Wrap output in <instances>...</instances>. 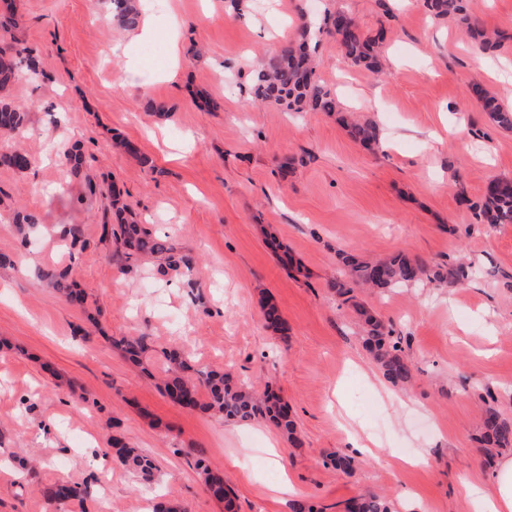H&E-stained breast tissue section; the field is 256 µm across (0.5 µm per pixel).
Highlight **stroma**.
Here are the masks:
<instances>
[{
  "label": "stroma",
  "mask_w": 512,
  "mask_h": 512,
  "mask_svg": "<svg viewBox=\"0 0 512 512\" xmlns=\"http://www.w3.org/2000/svg\"><path fill=\"white\" fill-rule=\"evenodd\" d=\"M14 4L11 35L38 49L42 72L9 90L28 115L19 145L32 164L0 165V252L17 259L0 266V512H150L157 494L186 512H224L194 448L223 471L238 512H291L296 500L343 512L368 494L395 512H482L499 467L480 451L484 410L512 418V224L477 223L471 205L491 179L512 178V130L489 123L473 89L512 97V0L469 2L479 24L504 35L493 51L456 20L432 18L423 0H245L236 18L224 0H143L160 21L146 40L112 25L108 0ZM335 10L382 36L380 76L350 65L327 31L314 51L339 110L377 126L370 149L335 116L286 112L249 90L260 62ZM200 91L217 110L198 107ZM151 100L169 116L148 111ZM116 137L152 166L113 150ZM76 145L87 164L69 176L63 162ZM113 184L152 236L195 256L196 288L157 275L156 258L128 261L102 241L115 221ZM19 213L40 222L26 244ZM62 224L83 225L88 240L73 267L83 309L36 277L64 262ZM269 231L301 272L277 261ZM340 250L475 270L463 285L357 289L413 367L396 401L365 377L373 363L357 316L327 287ZM264 296L285 332L265 326ZM95 310L99 326L84 334ZM120 336L146 337L142 366L113 348ZM174 346L195 368L281 394L301 446L267 420L191 412L160 393L162 352ZM358 427L380 452L354 454L349 474L326 466L327 454L351 452ZM113 433L154 460L152 481L104 455ZM57 480H87L94 492L58 507L40 492Z\"/></svg>",
  "instance_id": "stroma-1"
}]
</instances>
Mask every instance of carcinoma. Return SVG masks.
<instances>
[{
	"mask_svg": "<svg viewBox=\"0 0 512 512\" xmlns=\"http://www.w3.org/2000/svg\"><path fill=\"white\" fill-rule=\"evenodd\" d=\"M424 6L438 19L456 18L467 27L471 37L479 42L483 50L498 47L497 38L472 20L465 0H424ZM112 12L113 20L127 29L136 27L141 19L139 0H112ZM324 25L335 27L336 38L344 48L345 58L349 62L373 72L380 71V61L376 53L378 38L365 34L354 19L344 12L337 11L326 15ZM312 43L309 32L304 30L299 39L281 45L269 64L254 75L252 90L258 101L292 112H336V100L323 88L317 77ZM40 73V60L36 49L0 41V91L27 76ZM475 95L490 123L500 128L512 129L511 108L483 89L476 90ZM26 121V112L12 102L0 99L1 136H13L22 132ZM340 121L349 135L364 147L371 148L378 143V134L373 123L359 121L350 116H342ZM471 207L475 210L480 224H512V179L490 180L482 199L471 204ZM103 235L122 248L126 257L155 256L159 260L160 274H181L186 278L188 287H195V258L153 238L145 225L133 222L111 224L104 227ZM59 238L67 243L68 255L72 261L87 247L84 228L80 224L63 226ZM337 261L340 276L330 279L328 288L355 310L361 322L362 345L385 380L397 388L407 387L414 379V372L400 346V340L393 336L392 330L364 303L357 300L355 289L364 286L384 291L424 278L460 284L469 277V268L458 263L432 271L403 252L370 262L351 252L340 251L337 253ZM40 277L47 287L60 293L67 302L80 308L85 307L86 294L70 280L69 268L45 269L41 271ZM262 315L266 327L283 329L284 319L275 304L264 302ZM112 346L123 352L131 362L138 363L147 342L144 336H122L112 339ZM163 356L167 362V376L159 388L178 405L226 420L249 421L258 417L267 419L291 444L300 445L297 427L288 405L278 395L267 390L259 393L247 384L234 382L220 370L196 372L184 352L178 348L164 351ZM479 443L489 459L511 449L512 418L504 415L497 407L488 406L484 411L483 432ZM108 445L109 451L133 473L144 477L151 475L153 461L130 447L122 436H111ZM193 458L195 468L204 476L211 495L224 502L225 512H233L234 494L224 480V474L211 467L203 449H193ZM326 463L346 474L355 468L354 458L339 452L327 455ZM41 493L51 504H66L86 498L90 494V484L58 481L43 486ZM344 512H390V507L385 497L368 494L347 501Z\"/></svg>",
	"mask_w": 512,
	"mask_h": 512,
	"instance_id": "cac0c4a2",
	"label": "carcinoma"
}]
</instances>
